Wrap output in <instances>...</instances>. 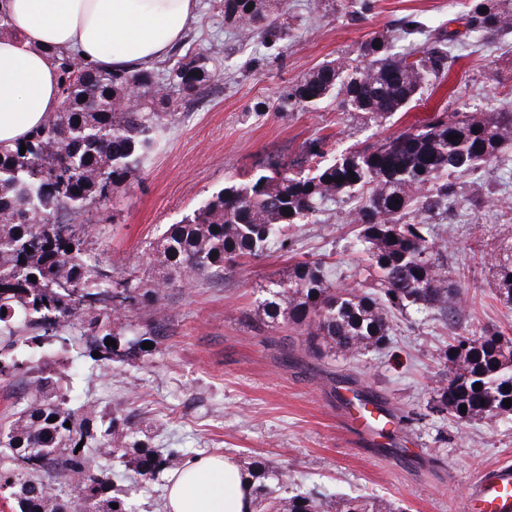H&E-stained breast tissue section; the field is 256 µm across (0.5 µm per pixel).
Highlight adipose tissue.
Here are the masks:
<instances>
[{"instance_id":"obj_1","label":"adipose tissue","mask_w":512,"mask_h":512,"mask_svg":"<svg viewBox=\"0 0 512 512\" xmlns=\"http://www.w3.org/2000/svg\"><path fill=\"white\" fill-rule=\"evenodd\" d=\"M196 0H0L11 24L0 36V145L28 138L58 112L60 72L53 51L85 54L107 71L150 67L180 40ZM169 512H253L237 464L221 455L176 470Z\"/></svg>"}]
</instances>
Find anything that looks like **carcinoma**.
I'll list each match as a JSON object with an SVG mask.
<instances>
[{
	"instance_id": "1",
	"label": "carcinoma",
	"mask_w": 512,
	"mask_h": 512,
	"mask_svg": "<svg viewBox=\"0 0 512 512\" xmlns=\"http://www.w3.org/2000/svg\"><path fill=\"white\" fill-rule=\"evenodd\" d=\"M283 5L224 0V24L247 40H265L281 30ZM464 21L465 36L476 43L506 37L512 34V0H472ZM458 38L435 29L422 45L397 55L385 35L374 36L359 45L356 58L329 61L285 87L276 110L313 106L335 91L342 108L380 123L448 71L454 61L449 49ZM210 60L198 53L161 77L152 68L103 72L71 54H56L60 110L23 142L0 146V310H6L0 315V381L9 383L22 370L13 348L40 347L54 338L65 345L71 331L85 338L89 353H100L94 362L104 367L147 353L142 344L158 343L169 321L161 303L166 289L222 276L276 239L288 249V225L307 222L363 190L349 220L359 227L358 241L379 290L335 287L323 262H296L267 289L261 309L268 323L297 331L305 355L320 361L354 359L384 344L398 312L437 314L452 336L430 409L461 425L512 415V406L504 405L512 400V337L493 328L461 327L460 288L448 265L452 245L432 234L430 222L459 204L449 175L491 164L512 144V112L444 109L419 128L350 150L312 174L289 170L322 156L321 140L309 143L296 160L270 155L248 181L225 185L169 226L156 246L157 274L131 272L116 279L91 255L88 227L78 220L144 166L168 128L170 89L200 92L214 77ZM451 134L459 139L450 140ZM496 273L499 299L512 305L511 244L499 250ZM107 339L116 345H105ZM53 372L46 365L27 378L29 393L13 402V420L0 430V489L10 491L19 512H68L57 488L73 483L80 512H130L112 471L92 468L94 454L138 448L136 472L152 480L182 467L181 449L158 453L141 442L143 430L131 411L112 416L100 434L91 432L94 410L78 414L67 407ZM476 383L481 389H474ZM462 406L467 412H460ZM243 473L256 512H400L384 499L274 496L267 480L284 483L288 472L261 460L243 462Z\"/></svg>"
}]
</instances>
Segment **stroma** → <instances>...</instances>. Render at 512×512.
Segmentation results:
<instances>
[{
	"label": "stroma",
	"instance_id": "35a3bbf8",
	"mask_svg": "<svg viewBox=\"0 0 512 512\" xmlns=\"http://www.w3.org/2000/svg\"><path fill=\"white\" fill-rule=\"evenodd\" d=\"M348 0H287L288 39L242 41L225 27L220 0H197L178 45L157 62L163 72L183 57L217 48L215 77L192 99L171 94L174 114L142 170L119 195L88 214L89 238L115 274L149 268V255L169 225L179 223L225 183L246 180L272 152L293 158L313 140L326 157L364 147L427 122L456 101L484 112L512 110V36L456 51L443 79L416 105L375 123L343 111L336 96L308 109L275 108L286 85L322 63L357 55L360 43L387 34L394 52L422 43L404 36L401 21L418 15L426 31L466 13L471 0H376L357 21ZM263 111H256L257 103ZM456 215L434 219L433 232L455 243L450 264L464 269V326L512 336V306L504 305L491 259L512 243V146L492 168L456 181ZM348 204L321 212L288 231V250L240 260L224 277L167 289L173 312L167 336L151 352L98 368L78 349L52 343L18 347L27 366L56 362L70 408L94 404L99 417L137 409L151 427V449H184L187 459L223 454L257 458L289 473L291 491L363 496L395 502L403 512H464L468 484L483 471L512 463V418L465 426L428 410L438 385L450 331L444 321L409 313L393 318L388 341L357 359L305 357L298 335L262 321L269 281L297 261L325 262L339 286L374 291ZM377 393L400 420L398 445H370L346 421L336 398L345 375ZM168 476L134 477L121 494L135 512H165Z\"/></svg>",
	"mask_w": 512,
	"mask_h": 512
}]
</instances>
